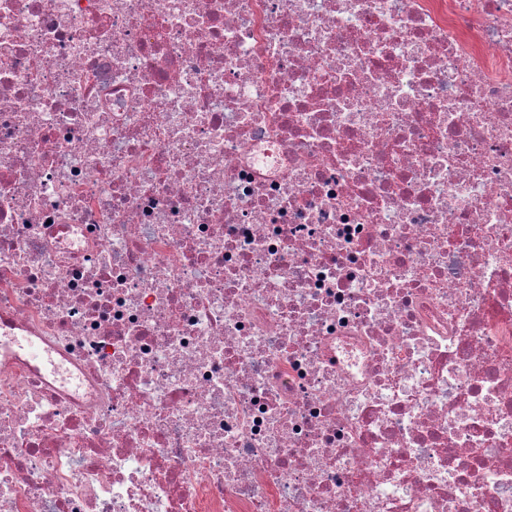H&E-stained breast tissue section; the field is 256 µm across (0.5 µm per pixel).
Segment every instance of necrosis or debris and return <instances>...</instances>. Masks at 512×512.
<instances>
[{"label": "necrosis or debris", "mask_w": 512, "mask_h": 512, "mask_svg": "<svg viewBox=\"0 0 512 512\" xmlns=\"http://www.w3.org/2000/svg\"><path fill=\"white\" fill-rule=\"evenodd\" d=\"M0 512H512V0H0Z\"/></svg>", "instance_id": "necrosis-or-debris-1"}]
</instances>
